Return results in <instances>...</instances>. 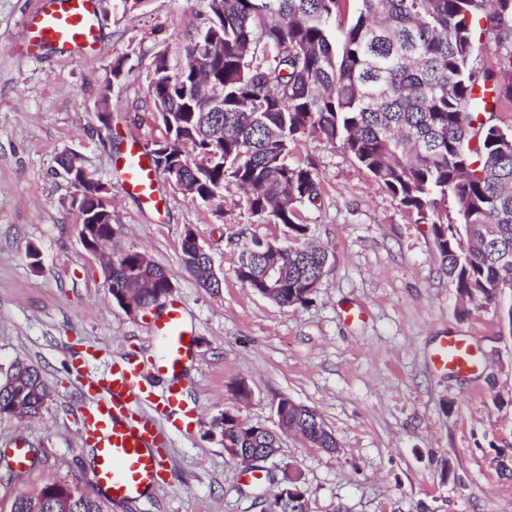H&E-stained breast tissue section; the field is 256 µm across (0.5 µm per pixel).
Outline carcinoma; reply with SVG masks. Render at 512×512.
<instances>
[{
	"label": "carcinoma",
	"mask_w": 512,
	"mask_h": 512,
	"mask_svg": "<svg viewBox=\"0 0 512 512\" xmlns=\"http://www.w3.org/2000/svg\"><path fill=\"white\" fill-rule=\"evenodd\" d=\"M144 0H112L121 20ZM208 22L189 36L183 62L155 54L147 73L150 111L163 141L189 142L182 191L212 202L227 186L244 192L249 213L278 224L286 242L271 253L253 237L241 243L237 278L281 307L304 305L330 264L314 244L301 208L319 197L315 169L290 160L298 134L339 145L377 184L427 224L442 270L467 303L495 307L512 329V130L488 113L512 103V0H206ZM493 45L477 74L475 53ZM130 57L112 62L125 82ZM224 88V109L207 107L198 87ZM187 231L183 262L203 288L221 283L211 256ZM275 263L277 282L266 275ZM164 267L138 250L119 251L108 292L146 312L167 296ZM50 397L39 369L16 361L0 380V412L38 415ZM279 431L224 412L211 429L235 448L276 455L280 435L297 432L334 451L338 441L312 409L283 398ZM42 512H112V501L79 482L45 483ZM274 512H307L300 497L275 500Z\"/></svg>",
	"instance_id": "1"
}]
</instances>
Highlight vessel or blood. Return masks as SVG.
Segmentation results:
<instances>
[{
  "label": "vessel or blood",
  "instance_id": "b4317fda",
  "mask_svg": "<svg viewBox=\"0 0 512 512\" xmlns=\"http://www.w3.org/2000/svg\"><path fill=\"white\" fill-rule=\"evenodd\" d=\"M23 35L33 54L75 52L87 58L100 39L95 0H40L24 23ZM124 168L128 189L144 202H154L156 174L140 146H130ZM155 331L164 348L148 368L138 358L123 355L109 358L103 371H92L101 357L93 347L70 359L84 395L81 439L97 454L94 480L116 504L160 488L174 438L194 415L185 398L183 372L193 357L195 337L179 303L169 304ZM433 360L440 368L464 373L471 369L474 354L465 339L451 336L441 341Z\"/></svg>",
  "mask_w": 512,
  "mask_h": 512
}]
</instances>
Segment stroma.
<instances>
[{
    "label": "stroma",
    "mask_w": 512,
    "mask_h": 512,
    "mask_svg": "<svg viewBox=\"0 0 512 512\" xmlns=\"http://www.w3.org/2000/svg\"><path fill=\"white\" fill-rule=\"evenodd\" d=\"M35 6L0 0V378L13 362L31 363L50 397L37 416L0 415V454L21 447L38 457L0 481V512L50 480L96 486L92 451L79 439L72 346L144 361L156 347L155 311L132 315L113 302L99 256L82 243L75 189L57 164L66 154L109 187L123 245L167 270L196 336L186 377L197 415L189 435L174 439L169 481L112 512H271L277 485L250 482L210 425L226 411L276 428L283 398L315 410L339 443L328 451L286 436L277 456L255 463L277 476L296 471L309 512H512V329L491 307L458 315L428 225L414 223L341 148L301 136L292 159L314 167L320 182L303 215L331 266L302 306L252 292L237 278L239 245L281 228L253 218L236 188L201 203L161 176L149 206L124 184L126 147L149 150L162 138L148 109L153 57L182 55L206 24L204 0H145L122 20L98 6L101 41L88 61L27 55L20 33ZM125 54L134 69L100 121V92ZM189 229L213 260L219 291L184 267ZM449 336L470 341V373L434 365ZM240 381L251 389L244 401L232 392Z\"/></svg>",
    "instance_id": "1"
}]
</instances>
